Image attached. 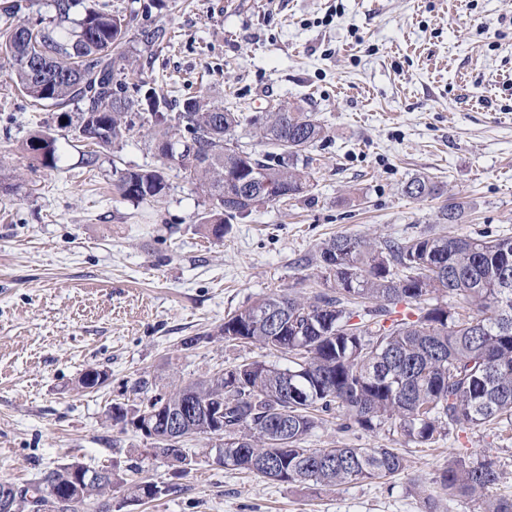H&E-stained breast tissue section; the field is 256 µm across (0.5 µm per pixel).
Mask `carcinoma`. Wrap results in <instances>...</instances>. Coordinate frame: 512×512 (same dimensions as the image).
Wrapping results in <instances>:
<instances>
[{
	"mask_svg": "<svg viewBox=\"0 0 512 512\" xmlns=\"http://www.w3.org/2000/svg\"><path fill=\"white\" fill-rule=\"evenodd\" d=\"M49 24L15 21L22 0L0 7V71L35 106L63 109L83 104L74 124L89 150L83 162L138 132L160 161L153 168L115 171L113 186L124 200L157 202L170 189L168 171L185 175L210 201L200 217L205 231L224 237L231 218H246L278 201L297 199L309 187L302 152L325 137L311 112L281 108L245 119L195 95L174 105L146 81L128 94L121 78L134 65L126 49L129 22L98 0H52ZM82 7L81 19L71 18ZM150 115L136 124L134 112ZM254 137L277 146L268 160L238 144L243 122ZM20 154L55 167L57 138L39 130L22 141ZM412 200L443 194L425 176L403 187ZM464 205L441 208L444 224L462 223ZM316 265L326 287L310 296L272 293L224 318L217 335L228 344H257L288 357V365L244 359L205 381L172 380L159 387L145 378L132 386L138 404L115 403L109 419L137 428L140 419L165 430L170 412L193 402L185 437L209 438V409L222 410L228 466L264 477L278 467L279 482L293 487H336L394 476L406 469L394 448H305L321 414L335 411L339 429L375 432L394 425L405 439L434 443L450 432L472 433L495 422H512V237L417 236L401 241L336 235L322 242ZM450 296L455 303L439 300ZM107 372L89 368L83 388L104 382ZM277 411L288 421V445L274 447L264 431ZM185 473L193 461L172 442L155 440ZM73 464L44 473L19 489L0 482L9 512H44L58 504L71 483ZM498 460L470 462L456 456L431 478L448 497H475L496 484ZM116 482L94 479L81 496L57 512H89Z\"/></svg>",
	"mask_w": 512,
	"mask_h": 512,
	"instance_id": "1",
	"label": "carcinoma"
}]
</instances>
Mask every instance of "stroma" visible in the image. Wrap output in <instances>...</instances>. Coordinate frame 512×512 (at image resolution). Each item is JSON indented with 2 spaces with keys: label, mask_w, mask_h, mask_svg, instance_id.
Returning <instances> with one entry per match:
<instances>
[{
  "label": "stroma",
  "mask_w": 512,
  "mask_h": 512,
  "mask_svg": "<svg viewBox=\"0 0 512 512\" xmlns=\"http://www.w3.org/2000/svg\"><path fill=\"white\" fill-rule=\"evenodd\" d=\"M130 18L128 38L145 79L173 99L210 91L247 116L300 107L326 136L309 148L310 187L230 221L223 240L197 219L204 195L178 172L159 203L120 199L115 169L153 167L140 137L124 138L85 167V148L58 110L31 107L0 74V482L23 488L76 462L127 481L169 485L112 512H429L411 478H429L458 453L501 462L494 497L512 498V425L427 447L380 430L343 432L335 415L309 448L388 446L399 475L298 489L213 465L201 441L182 476L150 439L106 422L132 403L139 378L165 385L209 377L242 359L281 365L282 353L233 346L217 330L243 305L310 291L315 257L337 234L400 240L444 233L512 237V0H109ZM162 27L145 46L143 31ZM58 140L55 168L29 164L16 146L38 129ZM426 176L442 197L416 202L405 183ZM468 204L459 224L439 209ZM99 367L108 380L78 387Z\"/></svg>",
  "instance_id": "stroma-1"
}]
</instances>
